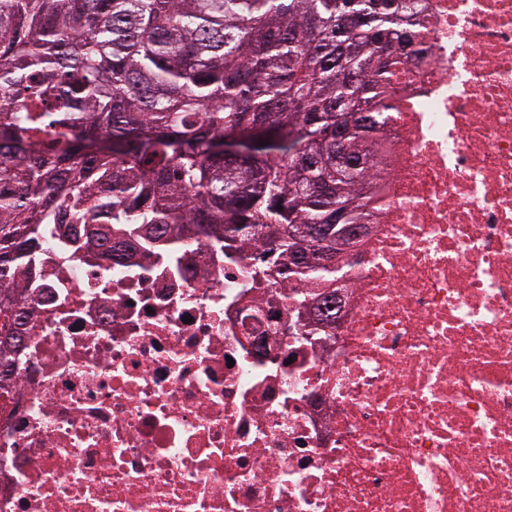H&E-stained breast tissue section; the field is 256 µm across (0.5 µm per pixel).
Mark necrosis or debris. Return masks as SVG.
<instances>
[{"instance_id":"necrosis-or-debris-1","label":"necrosis or debris","mask_w":512,"mask_h":512,"mask_svg":"<svg viewBox=\"0 0 512 512\" xmlns=\"http://www.w3.org/2000/svg\"><path fill=\"white\" fill-rule=\"evenodd\" d=\"M338 322L183 238L46 239L0 512H512V0H417Z\"/></svg>"}]
</instances>
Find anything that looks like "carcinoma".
I'll return each mask as SVG.
<instances>
[{
    "label": "carcinoma",
    "instance_id": "1",
    "mask_svg": "<svg viewBox=\"0 0 512 512\" xmlns=\"http://www.w3.org/2000/svg\"><path fill=\"white\" fill-rule=\"evenodd\" d=\"M412 4L0 0V390L24 277L77 224L108 255L172 224L228 258L257 237L283 258L257 280L334 287L316 255L371 216L372 134ZM226 139L250 152L225 157Z\"/></svg>",
    "mask_w": 512,
    "mask_h": 512
}]
</instances>
